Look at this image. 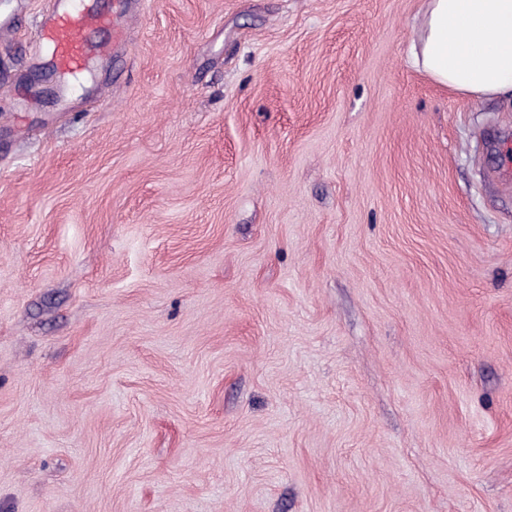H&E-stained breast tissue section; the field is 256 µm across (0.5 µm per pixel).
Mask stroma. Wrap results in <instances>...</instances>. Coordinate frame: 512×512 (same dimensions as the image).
Instances as JSON below:
<instances>
[{
    "label": "stroma",
    "mask_w": 512,
    "mask_h": 512,
    "mask_svg": "<svg viewBox=\"0 0 512 512\" xmlns=\"http://www.w3.org/2000/svg\"><path fill=\"white\" fill-rule=\"evenodd\" d=\"M424 0H0V512H512V96ZM127 1L114 0L111 15L81 5L79 0H51V9L37 24L35 42L49 49L61 73L79 74L93 55L106 56L110 51L106 44L89 40L90 30L112 27V52L114 46L125 43V28L120 21L128 13ZM412 62L466 96L512 95V0H427Z\"/></svg>",
    "instance_id": "obj_1"
}]
</instances>
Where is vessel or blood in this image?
Listing matches in <instances>:
<instances>
[{
    "mask_svg": "<svg viewBox=\"0 0 512 512\" xmlns=\"http://www.w3.org/2000/svg\"><path fill=\"white\" fill-rule=\"evenodd\" d=\"M50 10L42 16L36 28V41L47 47L56 68L64 74L83 71L92 56H105L110 46L125 43L123 19L128 13L127 0H113L111 13L80 4L79 0H51ZM111 28V45L91 42L90 30Z\"/></svg>",
    "mask_w": 512,
    "mask_h": 512,
    "instance_id": "1",
    "label": "vessel or blood"
}]
</instances>
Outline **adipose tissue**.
Here are the masks:
<instances>
[{
  "mask_svg": "<svg viewBox=\"0 0 512 512\" xmlns=\"http://www.w3.org/2000/svg\"><path fill=\"white\" fill-rule=\"evenodd\" d=\"M412 62L466 96L512 94V0H427Z\"/></svg>",
  "mask_w": 512,
  "mask_h": 512,
  "instance_id": "obj_1",
  "label": "adipose tissue"
}]
</instances>
